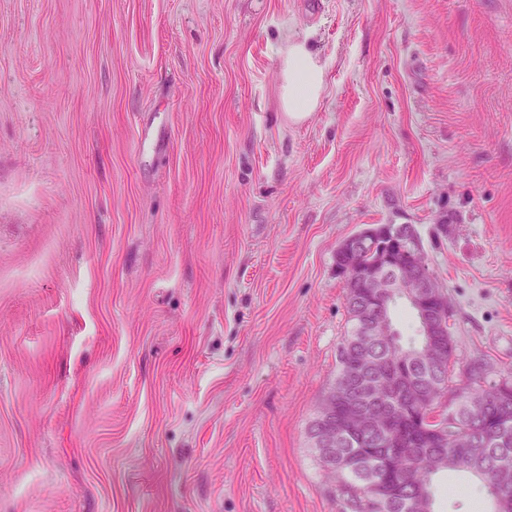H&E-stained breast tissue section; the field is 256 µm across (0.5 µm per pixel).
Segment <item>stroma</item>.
I'll return each mask as SVG.
<instances>
[{
    "instance_id": "1",
    "label": "stroma",
    "mask_w": 512,
    "mask_h": 512,
    "mask_svg": "<svg viewBox=\"0 0 512 512\" xmlns=\"http://www.w3.org/2000/svg\"><path fill=\"white\" fill-rule=\"evenodd\" d=\"M371 224L417 230L455 379L512 373V0H0V512H337L307 428ZM278 71L280 108L291 123H301L317 110L326 93L324 65L306 40L288 37Z\"/></svg>"
}]
</instances>
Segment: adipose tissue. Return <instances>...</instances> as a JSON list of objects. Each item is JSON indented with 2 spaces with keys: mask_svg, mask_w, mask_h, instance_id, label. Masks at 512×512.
<instances>
[{
  "mask_svg": "<svg viewBox=\"0 0 512 512\" xmlns=\"http://www.w3.org/2000/svg\"><path fill=\"white\" fill-rule=\"evenodd\" d=\"M278 71L280 108L291 123H301L326 93L325 68L307 41L292 37L280 54Z\"/></svg>",
  "mask_w": 512,
  "mask_h": 512,
  "instance_id": "obj_1",
  "label": "adipose tissue"
}]
</instances>
